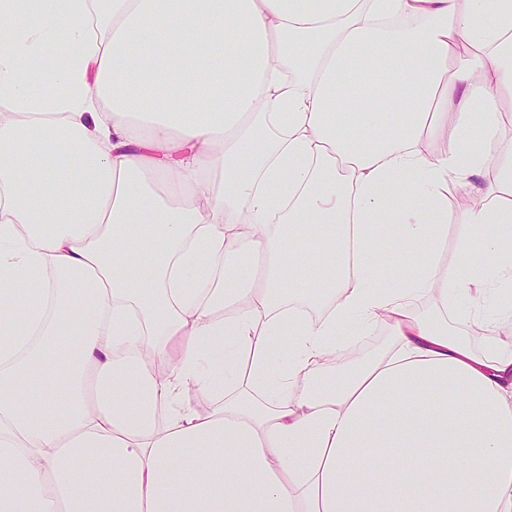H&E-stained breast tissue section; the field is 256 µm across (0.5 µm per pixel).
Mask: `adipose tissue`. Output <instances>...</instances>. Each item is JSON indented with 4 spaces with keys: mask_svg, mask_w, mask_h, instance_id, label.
<instances>
[{
    "mask_svg": "<svg viewBox=\"0 0 512 512\" xmlns=\"http://www.w3.org/2000/svg\"><path fill=\"white\" fill-rule=\"evenodd\" d=\"M0 101V512H512V0H0ZM368 336H370V337L367 338L361 344H358L359 341L361 340V337L357 338V339H350V340L342 341L336 348L335 364L343 363V362H347V361H351V360L355 361L362 357L379 352V351L385 349L389 345L390 340H391L389 332L382 328L377 329L376 331L372 332ZM356 344H358V345H356ZM369 351H371V352H369ZM353 361H351V362H353Z\"/></svg>",
    "mask_w": 512,
    "mask_h": 512,
    "instance_id": "ef3b65f1",
    "label": "adipose tissue"
}]
</instances>
